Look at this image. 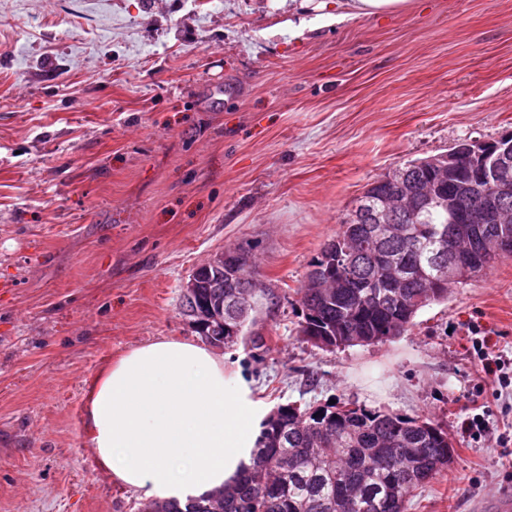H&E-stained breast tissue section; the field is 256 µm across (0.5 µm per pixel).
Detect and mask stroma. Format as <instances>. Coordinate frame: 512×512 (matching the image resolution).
<instances>
[{"label":"stroma","mask_w":512,"mask_h":512,"mask_svg":"<svg viewBox=\"0 0 512 512\" xmlns=\"http://www.w3.org/2000/svg\"><path fill=\"white\" fill-rule=\"evenodd\" d=\"M512 134V0H413L356 17L337 0H0V512H142L85 433L100 370L196 339L192 271L255 248L267 286L224 371L252 420L343 400L448 431V469L409 512H485L512 495V395L471 353L512 359V258L411 330L326 350L297 291L375 178ZM483 388L493 436L459 424Z\"/></svg>","instance_id":"stroma-1"}]
</instances>
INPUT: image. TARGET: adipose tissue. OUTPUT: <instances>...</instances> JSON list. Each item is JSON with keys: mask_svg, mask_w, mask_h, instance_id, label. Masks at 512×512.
<instances>
[{"mask_svg": "<svg viewBox=\"0 0 512 512\" xmlns=\"http://www.w3.org/2000/svg\"><path fill=\"white\" fill-rule=\"evenodd\" d=\"M86 425L111 478L180 502L230 483L254 445L223 357L194 340L158 339L104 367L88 391Z\"/></svg>", "mask_w": 512, "mask_h": 512, "instance_id": "adipose-tissue-1", "label": "adipose tissue"}]
</instances>
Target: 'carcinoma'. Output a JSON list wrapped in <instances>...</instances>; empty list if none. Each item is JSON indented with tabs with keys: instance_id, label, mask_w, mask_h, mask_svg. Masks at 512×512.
Masks as SVG:
<instances>
[{
	"instance_id": "cac0c4a2",
	"label": "carcinoma",
	"mask_w": 512,
	"mask_h": 512,
	"mask_svg": "<svg viewBox=\"0 0 512 512\" xmlns=\"http://www.w3.org/2000/svg\"><path fill=\"white\" fill-rule=\"evenodd\" d=\"M433 158L409 160L418 196L398 213L404 234L377 239L372 216L382 197L395 193L384 175L367 185L358 201L362 221L344 219L311 263L299 289L303 320L298 333L306 341L329 335L336 348L404 335L419 312L448 299L442 256L448 254V228L457 234H493L512 224L452 223L441 199H460L475 189L462 169L434 165ZM254 247L234 250V291H245L256 311L260 281ZM224 269L209 268L198 278L193 302L201 312L224 307L227 289L219 287ZM454 449L448 432L422 416L367 409L337 402L325 407L277 406L264 417L251 463L218 496L222 512H408L418 490L448 469ZM212 496L196 507L159 500L143 512H206Z\"/></svg>"
}]
</instances>
